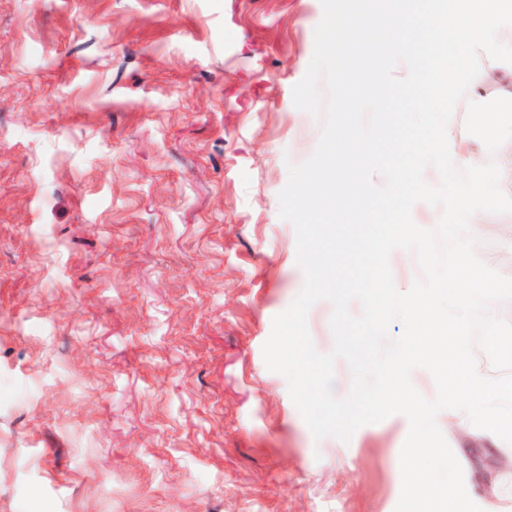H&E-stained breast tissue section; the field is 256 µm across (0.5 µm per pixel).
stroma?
<instances>
[{
    "mask_svg": "<svg viewBox=\"0 0 512 512\" xmlns=\"http://www.w3.org/2000/svg\"><path fill=\"white\" fill-rule=\"evenodd\" d=\"M322 14L0 0V512H395L406 417L315 440L262 353Z\"/></svg>",
    "mask_w": 512,
    "mask_h": 512,
    "instance_id": "obj_1",
    "label": "stroma"
}]
</instances>
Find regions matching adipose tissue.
I'll list each match as a JSON object with an SVG mask.
<instances>
[{
	"mask_svg": "<svg viewBox=\"0 0 512 512\" xmlns=\"http://www.w3.org/2000/svg\"><path fill=\"white\" fill-rule=\"evenodd\" d=\"M508 15L512 16V0H457L453 6L448 0H381L376 14L365 24L369 37L362 48L363 63L373 66L382 55L386 32L398 33L400 48L408 54L417 36L435 42L442 34L458 28L462 35L457 41V53L465 55L471 53L474 45H482L494 60L485 71V83L512 93V26L503 24ZM498 458V465L482 475L463 453L449 458L448 463L461 482L454 496L456 512H473L472 507L477 502L470 489L475 485L484 489L483 500L478 503L482 512L496 508L500 481L512 475V449L500 448Z\"/></svg>",
	"mask_w": 512,
	"mask_h": 512,
	"instance_id": "obj_1",
	"label": "adipose tissue"
}]
</instances>
